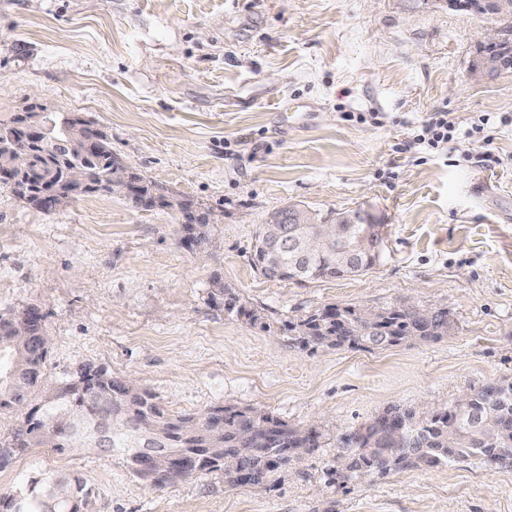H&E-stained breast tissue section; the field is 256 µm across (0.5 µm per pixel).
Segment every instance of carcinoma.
Returning a JSON list of instances; mask_svg holds the SVG:
<instances>
[{"label":"carcinoma","mask_w":512,"mask_h":512,"mask_svg":"<svg viewBox=\"0 0 512 512\" xmlns=\"http://www.w3.org/2000/svg\"><path fill=\"white\" fill-rule=\"evenodd\" d=\"M484 12L512 19V0H484ZM99 147L84 151L82 142L56 123L48 146L38 149L36 163L24 182L36 189L54 184L66 202L105 192L107 183L120 190L135 184L137 202L176 210L184 236L182 245L194 251L207 243L206 217H194L171 201L163 189L128 166L118 163L110 142L98 131ZM81 166L84 186L67 181L71 163ZM381 225L363 210L330 212L323 216L296 205L273 213L261 225L254 246V264L273 281L303 283L321 278L360 275L381 257ZM371 233L375 246L364 244ZM288 331L304 345L370 348L410 339L448 335V311L391 306L380 310L328 308L288 323ZM43 315L31 306L0 315V409L20 406L28 392L42 383L48 350ZM410 428L401 438L377 426L364 425V441L351 445V434L340 439L342 467L338 477L350 481L370 473L445 466L456 459L491 460L502 448L512 450V430L497 432L496 421L512 417V382L497 386V395L479 391L470 406H451L441 414L404 410ZM108 425L112 451L125 458L141 479L158 485L141 468V449H158L162 463L175 469L168 483L196 474L224 470L231 486L258 485L279 468L316 447V435L291 427L254 408L214 407L202 414L172 415L155 394L105 371L83 368L47 391L42 406L28 413L0 448V461L29 448L48 445L59 451L93 447L95 428ZM93 489L77 475L41 472L18 489L0 493V512H86Z\"/></svg>","instance_id":"carcinoma-1"}]
</instances>
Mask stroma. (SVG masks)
<instances>
[{
  "label": "stroma",
  "mask_w": 512,
  "mask_h": 512,
  "mask_svg": "<svg viewBox=\"0 0 512 512\" xmlns=\"http://www.w3.org/2000/svg\"><path fill=\"white\" fill-rule=\"evenodd\" d=\"M500 25L442 0H0V120L35 105L91 122L115 158L213 219L191 252L176 210L114 192L48 212L0 183V314L37 307L50 339L44 384L0 410V442L86 366L174 415L253 407L319 436L258 486L217 470L157 487L120 455L50 447L1 466L0 486L77 474L92 512H512V467L479 458L335 473L339 436L389 408L512 382V69H483L479 47ZM284 98L312 118L283 126ZM440 111L466 126L489 115L493 161L462 136L444 156L396 151ZM293 204L373 214L380 263L303 286L265 278L256 234ZM217 280L237 310L213 297ZM330 305L442 308L448 334L336 349L288 332Z\"/></svg>",
  "instance_id": "stroma-1"
}]
</instances>
